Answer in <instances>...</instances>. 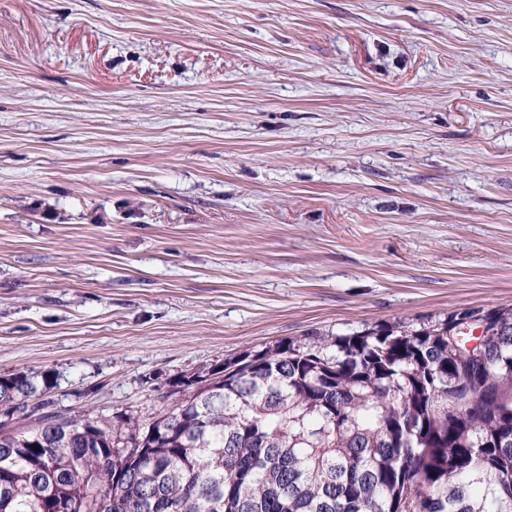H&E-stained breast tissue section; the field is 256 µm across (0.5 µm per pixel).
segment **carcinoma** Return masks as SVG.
I'll return each instance as SVG.
<instances>
[{
  "instance_id": "carcinoma-1",
  "label": "carcinoma",
  "mask_w": 512,
  "mask_h": 512,
  "mask_svg": "<svg viewBox=\"0 0 512 512\" xmlns=\"http://www.w3.org/2000/svg\"><path fill=\"white\" fill-rule=\"evenodd\" d=\"M482 323L479 345L466 346ZM146 420L0 375V512H512V305L281 340Z\"/></svg>"
}]
</instances>
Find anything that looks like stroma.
<instances>
[{
	"mask_svg": "<svg viewBox=\"0 0 512 512\" xmlns=\"http://www.w3.org/2000/svg\"><path fill=\"white\" fill-rule=\"evenodd\" d=\"M510 303L512 0H0V375L55 409Z\"/></svg>",
	"mask_w": 512,
	"mask_h": 512,
	"instance_id": "35a3bbf8",
	"label": "stroma"
}]
</instances>
